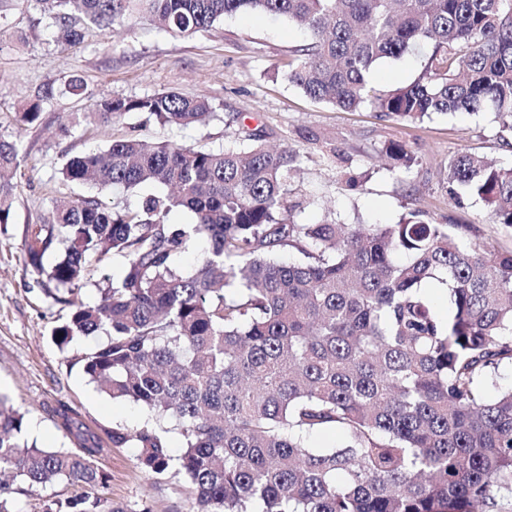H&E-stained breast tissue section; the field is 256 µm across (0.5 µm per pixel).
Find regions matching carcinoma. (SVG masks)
<instances>
[{"label":"carcinoma","instance_id":"carcinoma-1","mask_svg":"<svg viewBox=\"0 0 512 512\" xmlns=\"http://www.w3.org/2000/svg\"><path fill=\"white\" fill-rule=\"evenodd\" d=\"M57 45L128 17L175 34L209 30L238 12L285 17L307 34L285 79L315 102L346 111L372 105L415 122L432 113L491 111L512 130V0H32ZM431 47L422 75L383 93L368 82L384 59ZM136 114L163 126L210 122V102L175 91L100 97L87 117ZM16 143L0 138V224L10 218ZM386 154L414 163L405 145ZM300 150L269 147L242 129L224 148L114 139L70 157L62 180L88 191L57 200L28 225L23 250L72 306L53 330L61 347L102 337L82 354L84 374L150 419L112 429V445L139 449L136 465L174 469L198 512H491L512 501V389L484 382L512 363V251L465 247L453 224L420 208L396 224L295 222L288 178ZM449 193L482 200L512 227V168L469 153L448 161ZM171 188L114 211V188ZM186 209L194 222L169 223ZM206 244L186 274L175 255ZM304 256L286 264L278 254ZM54 261L44 267L43 258ZM114 254L118 277L94 279ZM448 286L451 317L427 285ZM92 285L95 304L79 299ZM75 449L24 438L25 415L0 394V512L22 487L80 483L44 512H124L104 497V451L71 407L53 409ZM175 423L181 454L170 453ZM335 429L340 445L312 448L305 433Z\"/></svg>","mask_w":512,"mask_h":512}]
</instances>
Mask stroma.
Listing matches in <instances>:
<instances>
[{"label":"stroma","mask_w":512,"mask_h":512,"mask_svg":"<svg viewBox=\"0 0 512 512\" xmlns=\"http://www.w3.org/2000/svg\"><path fill=\"white\" fill-rule=\"evenodd\" d=\"M305 38L287 20L239 13L216 29L189 35L129 19L104 31L89 29L82 44L63 50L26 0H0V138L20 146L10 220L0 224V391L24 412L25 429L40 427L38 445L70 447L47 412L60 402L102 434L148 416L131 401L107 396L73 365L86 340L64 349L53 342L51 331L69 309L54 300L46 276L22 254L28 225L41 223L56 199L77 191L60 180L65 160L105 147L112 138L219 148L229 144L238 126L259 128L269 144L286 143L303 155L288 196L297 222L394 224L406 210L420 208L432 223L461 225L463 245L512 250V228L494 223L478 198L451 199L444 174L449 159L460 152L512 167V130L490 112L435 113L412 123L381 116L371 107L344 112L311 101L283 76L293 49ZM426 56L422 50L383 60L372 72V87L386 91L415 81ZM73 76L82 78L87 94L66 92ZM162 91L206 97L217 120L186 129L137 116L111 125L72 124L76 114L89 111L92 97ZM36 100L39 122L17 125L15 114ZM311 132L320 135L321 144L308 141ZM392 142L405 144L414 155L409 172L391 170L384 150ZM328 143L333 152L325 151ZM350 175L358 181L352 190L345 185ZM136 455L135 448L109 444L97 460L113 505L125 512H193L195 497L184 476L174 471L148 476L136 467Z\"/></svg>","instance_id":"stroma-1"}]
</instances>
